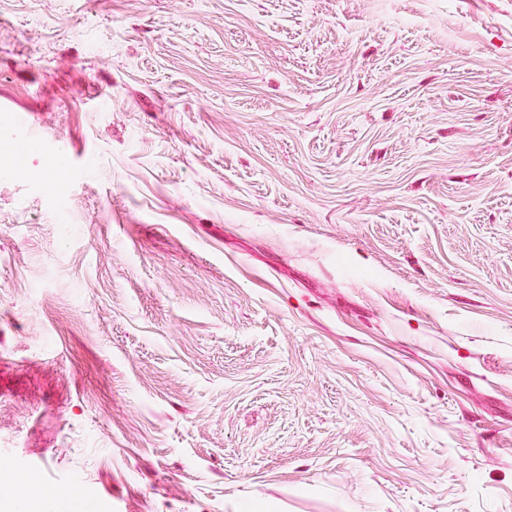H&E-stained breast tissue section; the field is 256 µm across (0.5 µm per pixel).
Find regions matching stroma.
I'll return each mask as SVG.
<instances>
[{
  "instance_id": "1",
  "label": "stroma",
  "mask_w": 512,
  "mask_h": 512,
  "mask_svg": "<svg viewBox=\"0 0 512 512\" xmlns=\"http://www.w3.org/2000/svg\"><path fill=\"white\" fill-rule=\"evenodd\" d=\"M4 144L43 512H512V0H0Z\"/></svg>"
}]
</instances>
